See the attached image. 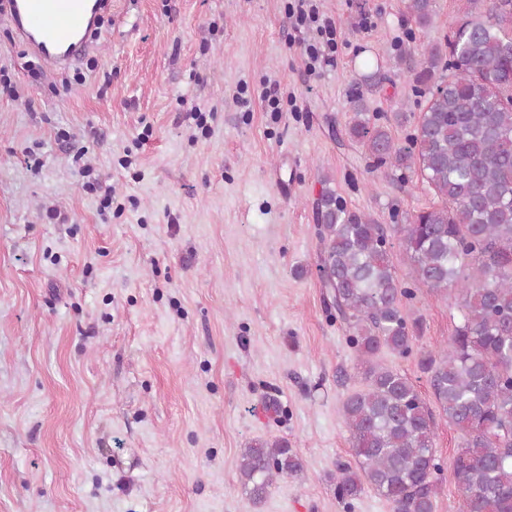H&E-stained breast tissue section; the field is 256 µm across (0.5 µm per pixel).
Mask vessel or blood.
<instances>
[{
  "label": "vessel or blood",
  "mask_w": 512,
  "mask_h": 512,
  "mask_svg": "<svg viewBox=\"0 0 512 512\" xmlns=\"http://www.w3.org/2000/svg\"><path fill=\"white\" fill-rule=\"evenodd\" d=\"M17 38L46 71L62 72L91 48L96 30L93 0H8Z\"/></svg>",
  "instance_id": "vessel-or-blood-1"
}]
</instances>
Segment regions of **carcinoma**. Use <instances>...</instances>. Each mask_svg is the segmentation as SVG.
Returning <instances> with one entry per match:
<instances>
[{"label": "carcinoma", "instance_id": "1", "mask_svg": "<svg viewBox=\"0 0 512 512\" xmlns=\"http://www.w3.org/2000/svg\"><path fill=\"white\" fill-rule=\"evenodd\" d=\"M467 3L445 44L421 52L415 80L425 106L406 144L390 127L409 115L377 122L362 92L344 127L374 168L404 186L421 177L439 204L410 217L394 210L387 227L348 210L331 190L316 204L326 310L347 325L366 381L342 402L352 460L338 468L336 494L348 509L367 487L394 512L434 509L443 465L433 415L407 377L375 361L384 350L412 355L421 321L402 307L421 284L454 298L460 313L448 343L420 352L419 366L461 432V512H512V0ZM436 8L437 0H406L407 17L421 27ZM395 239L410 261L409 282L393 270ZM303 472L285 440L241 454L242 484L256 501L276 478Z\"/></svg>", "mask_w": 512, "mask_h": 512}]
</instances>
